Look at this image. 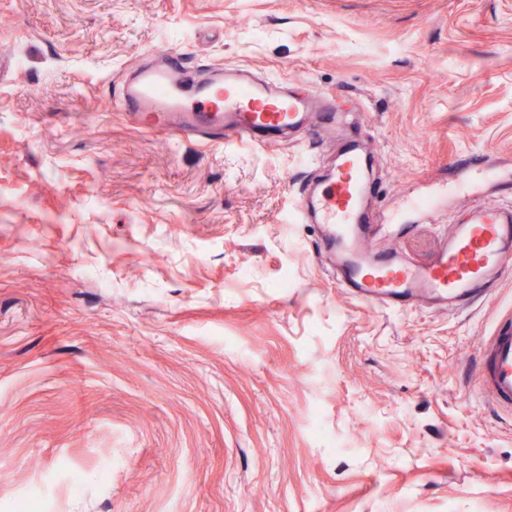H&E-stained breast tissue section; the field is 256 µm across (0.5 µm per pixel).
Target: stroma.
I'll use <instances>...</instances> for the list:
<instances>
[{
  "label": "stroma",
  "mask_w": 512,
  "mask_h": 512,
  "mask_svg": "<svg viewBox=\"0 0 512 512\" xmlns=\"http://www.w3.org/2000/svg\"><path fill=\"white\" fill-rule=\"evenodd\" d=\"M161 46L346 122L267 150L144 131L116 97ZM2 52L0 512H512L476 372L512 276L385 312L294 221L350 140L378 248L427 262L482 159L504 179L473 202L512 203V0H0ZM428 192L440 222L406 209Z\"/></svg>",
  "instance_id": "35a3bbf8"
}]
</instances>
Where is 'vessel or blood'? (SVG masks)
I'll return each instance as SVG.
<instances>
[{"label":"vessel or blood","mask_w":512,"mask_h":512,"mask_svg":"<svg viewBox=\"0 0 512 512\" xmlns=\"http://www.w3.org/2000/svg\"><path fill=\"white\" fill-rule=\"evenodd\" d=\"M120 106L139 127L180 139L268 148L301 131L331 137L336 115L327 97L220 63L191 64L164 48L127 71ZM367 154L344 150L321 185L300 194L297 223L319 229L317 258L354 300L402 312L424 306L449 315L490 299L512 269V206L477 203L426 263L374 249L362 219L369 186ZM478 387L496 411L512 415V318L479 347Z\"/></svg>","instance_id":"vessel-or-blood-1"}]
</instances>
